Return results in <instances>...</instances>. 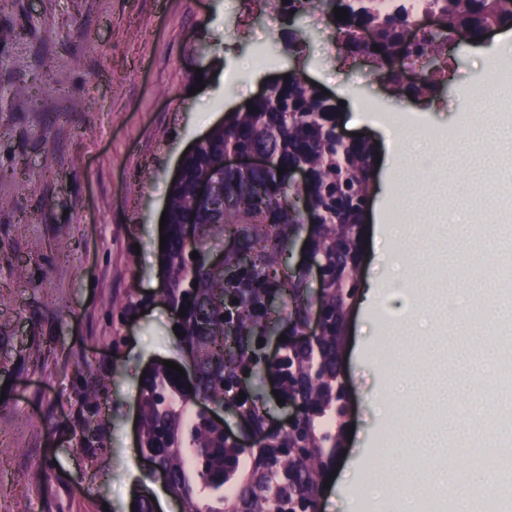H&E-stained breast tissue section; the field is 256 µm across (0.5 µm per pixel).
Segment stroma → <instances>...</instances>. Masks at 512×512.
Instances as JSON below:
<instances>
[{
    "mask_svg": "<svg viewBox=\"0 0 512 512\" xmlns=\"http://www.w3.org/2000/svg\"><path fill=\"white\" fill-rule=\"evenodd\" d=\"M233 0H0V512H131L142 480L136 451L142 373L166 360L187 367L173 339L162 292L159 223L172 175L227 110L256 98L278 74L301 67L339 104V129L395 143L394 166L379 165L370 211L400 216L405 253L434 289H475L470 271L482 254L465 241L479 211L502 205L512 226V183L460 184L457 140L467 161L491 143L467 123L486 106L512 115V53L449 49L448 77L430 96L389 92L356 65L336 69L335 43L306 18L250 19L239 34ZM267 63L253 70L257 46ZM203 71V82L194 74ZM490 87L473 100L475 85ZM372 100L375 111L360 107ZM400 121L386 128L382 112ZM454 224V244L433 225ZM140 306L122 314L130 289ZM409 304L358 303L347 327L342 366L353 436L330 474L319 512H370L378 474L372 458L414 471L395 485L387 512L442 504L456 476L429 482L415 471L426 428L442 441L434 453L454 461L458 424L474 389L466 367L478 360L467 340L495 336L489 319L440 325L432 354L413 344ZM144 347L131 354V343ZM100 393L104 423L78 444L89 417L80 395Z\"/></svg>",
    "mask_w": 512,
    "mask_h": 512,
    "instance_id": "35a3bbf8",
    "label": "stroma"
}]
</instances>
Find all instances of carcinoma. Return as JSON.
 <instances>
[{
  "mask_svg": "<svg viewBox=\"0 0 512 512\" xmlns=\"http://www.w3.org/2000/svg\"><path fill=\"white\" fill-rule=\"evenodd\" d=\"M285 17L300 15L315 0H267ZM343 8L330 14L339 50L369 53L393 86L398 73L387 68L398 54L423 61L422 82L407 94L431 95L438 81L429 71L456 29L473 41L489 27L512 25V0H429L426 14L447 28L408 46L402 32L419 22L404 8L384 11L379 0H323ZM246 110H234L184 160V177L172 185L167 202L163 274L169 303L188 313L178 318V343L195 353V376L187 385L167 367L148 373L139 387L141 453L164 471L171 493L188 512H286L301 497L312 500L326 476L327 460L341 441L346 407L336 393V356L343 343L347 307L357 291L364 211L370 203L373 145L337 142L336 104L298 69L286 72ZM261 151L269 167L224 171L228 151ZM308 172L305 187L288 183L277 169ZM211 179L210 201L199 200L195 183ZM190 220L197 237H183ZM308 228V253L325 260L320 293L308 288L312 266L285 272L288 240ZM213 241L229 242L213 261ZM199 258L192 257V252ZM326 324L313 341H298L313 311ZM287 336L281 354L257 359L259 339L269 330ZM257 369L284 401L301 399L311 409L302 431L311 452L276 459L291 448L288 429L269 426L258 395L237 400L240 376ZM204 402L229 408L254 427L249 450L226 439L195 415Z\"/></svg>",
  "mask_w": 512,
  "mask_h": 512,
  "instance_id": "cac0c4a2",
  "label": "carcinoma"
}]
</instances>
